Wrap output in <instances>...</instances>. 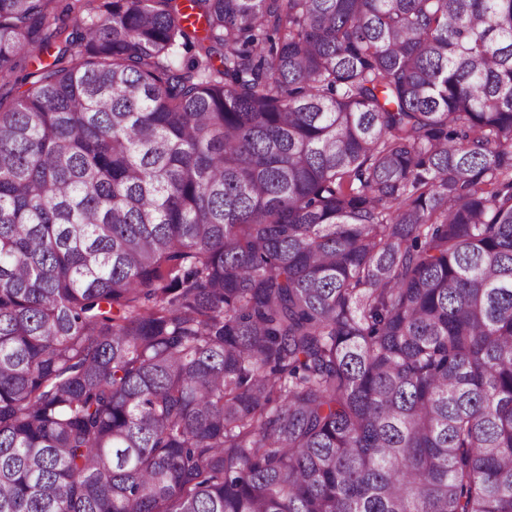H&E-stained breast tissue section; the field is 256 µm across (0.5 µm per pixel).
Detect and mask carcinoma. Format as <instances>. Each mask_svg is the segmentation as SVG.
<instances>
[{
    "label": "carcinoma",
    "mask_w": 512,
    "mask_h": 512,
    "mask_svg": "<svg viewBox=\"0 0 512 512\" xmlns=\"http://www.w3.org/2000/svg\"><path fill=\"white\" fill-rule=\"evenodd\" d=\"M0 0V512H512V0ZM220 64H215V61Z\"/></svg>",
    "instance_id": "1"
}]
</instances>
